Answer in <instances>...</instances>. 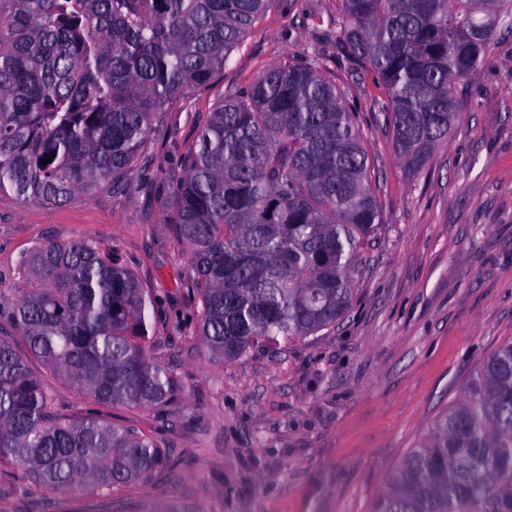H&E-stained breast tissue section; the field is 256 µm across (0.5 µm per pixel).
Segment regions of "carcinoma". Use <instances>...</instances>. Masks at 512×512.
<instances>
[{"mask_svg":"<svg viewBox=\"0 0 512 512\" xmlns=\"http://www.w3.org/2000/svg\"><path fill=\"white\" fill-rule=\"evenodd\" d=\"M266 0H0V193L61 204L118 190L171 100L206 86ZM341 37L383 90L401 167L420 173L457 121L512 0H341ZM325 53L290 56L197 116L165 219L193 269L191 334L229 362L339 324L384 219L359 113ZM51 161H46V158ZM0 336V464L25 486L110 491L165 462L150 436L58 410L39 364L98 407L161 408L179 391L150 355L157 299L114 254L53 242ZM371 512H512V340L468 375Z\"/></svg>","mask_w":512,"mask_h":512,"instance_id":"obj_1","label":"carcinoma"}]
</instances>
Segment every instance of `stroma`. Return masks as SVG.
<instances>
[{
	"label": "stroma",
	"mask_w": 512,
	"mask_h": 512,
	"mask_svg": "<svg viewBox=\"0 0 512 512\" xmlns=\"http://www.w3.org/2000/svg\"><path fill=\"white\" fill-rule=\"evenodd\" d=\"M340 15L341 0H269L223 72L170 103L121 191L62 204L0 194V302L30 288L27 262L47 243L91 241L154 290L151 355L180 383L163 410H105L163 445L167 463L147 481L75 497L25 488L5 469L0 512H370L470 372L512 338V33L459 82L457 128L412 177L385 130L382 89L339 44ZM320 49L363 115L384 223L339 325L284 354L260 344L212 362L184 328L197 301L164 222L166 174L223 92Z\"/></svg>",
	"instance_id": "35a3bbf8"
}]
</instances>
